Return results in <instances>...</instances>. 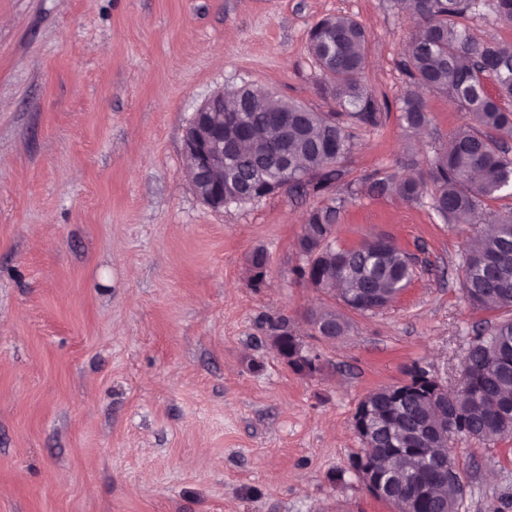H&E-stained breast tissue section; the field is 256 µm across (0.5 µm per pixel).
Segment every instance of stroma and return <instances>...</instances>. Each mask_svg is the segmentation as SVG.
I'll return each mask as SVG.
<instances>
[{
    "label": "stroma",
    "mask_w": 512,
    "mask_h": 512,
    "mask_svg": "<svg viewBox=\"0 0 512 512\" xmlns=\"http://www.w3.org/2000/svg\"><path fill=\"white\" fill-rule=\"evenodd\" d=\"M334 15L365 27L384 112L351 130L344 196L407 152L442 151L464 118L427 91L429 131H406L415 23L389 0H0V512H397L350 467L353 416L416 365L460 388L476 329L505 316L463 297L474 225L445 223L427 196L347 199L336 247L385 236L418 259L392 303L353 311L295 274L320 197L212 209L183 151L225 88L336 111L307 49ZM324 308L343 336L316 334ZM281 317L321 370L279 355ZM453 454L458 512H512V435ZM312 324L314 329L317 331V327L321 333L325 334L321 336L322 338H336V336H341L345 333L347 329V322L345 318L336 313L335 310H323L318 313H315L312 316Z\"/></svg>",
    "instance_id": "stroma-1"
}]
</instances>
